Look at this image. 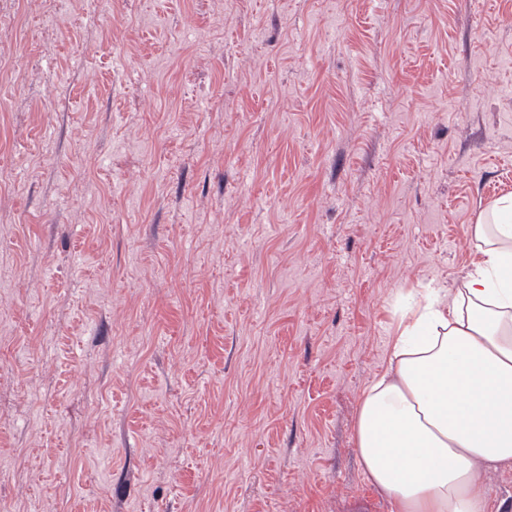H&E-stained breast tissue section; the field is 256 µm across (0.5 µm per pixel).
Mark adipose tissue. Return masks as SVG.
<instances>
[{
	"instance_id": "ef3b65f1",
	"label": "adipose tissue",
	"mask_w": 512,
	"mask_h": 512,
	"mask_svg": "<svg viewBox=\"0 0 512 512\" xmlns=\"http://www.w3.org/2000/svg\"><path fill=\"white\" fill-rule=\"evenodd\" d=\"M479 260L400 316L363 391L354 445L390 512H492L487 470L512 463V194L471 227Z\"/></svg>"
}]
</instances>
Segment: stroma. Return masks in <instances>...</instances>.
<instances>
[{
  "label": "stroma",
  "mask_w": 512,
  "mask_h": 512,
  "mask_svg": "<svg viewBox=\"0 0 512 512\" xmlns=\"http://www.w3.org/2000/svg\"><path fill=\"white\" fill-rule=\"evenodd\" d=\"M512 170V0H0V503L390 512L397 305Z\"/></svg>",
  "instance_id": "obj_1"
}]
</instances>
